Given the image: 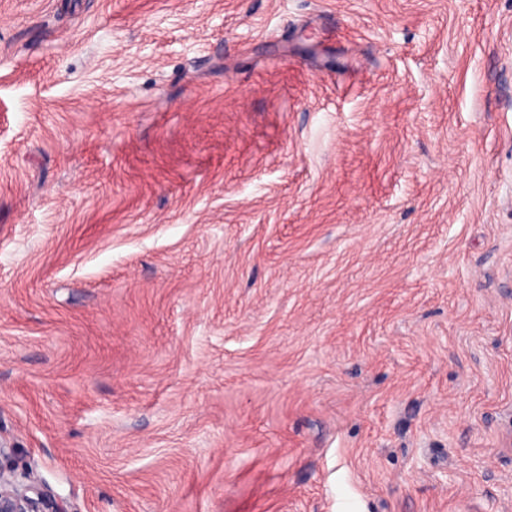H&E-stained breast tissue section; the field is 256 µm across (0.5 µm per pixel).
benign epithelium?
Here are the masks:
<instances>
[{
    "label": "benign epithelium",
    "mask_w": 512,
    "mask_h": 512,
    "mask_svg": "<svg viewBox=\"0 0 512 512\" xmlns=\"http://www.w3.org/2000/svg\"><path fill=\"white\" fill-rule=\"evenodd\" d=\"M13 448L0 441V512H68L66 504L36 477L21 481L8 465Z\"/></svg>",
    "instance_id": "benign-epithelium-1"
}]
</instances>
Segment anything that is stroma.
Listing matches in <instances>:
<instances>
[{"mask_svg":"<svg viewBox=\"0 0 512 512\" xmlns=\"http://www.w3.org/2000/svg\"><path fill=\"white\" fill-rule=\"evenodd\" d=\"M0 439L70 512H512V0H0Z\"/></svg>","mask_w":512,"mask_h":512,"instance_id":"1","label":"stroma"}]
</instances>
